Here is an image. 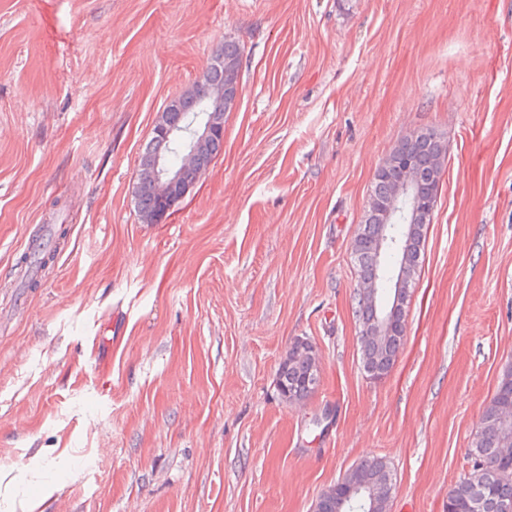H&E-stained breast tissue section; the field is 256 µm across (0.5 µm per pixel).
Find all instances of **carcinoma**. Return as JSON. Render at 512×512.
Instances as JSON below:
<instances>
[{"instance_id": "carcinoma-1", "label": "carcinoma", "mask_w": 512, "mask_h": 512, "mask_svg": "<svg viewBox=\"0 0 512 512\" xmlns=\"http://www.w3.org/2000/svg\"><path fill=\"white\" fill-rule=\"evenodd\" d=\"M222 83L224 69L215 66L208 68L191 91L176 97L175 106L167 111L168 123L178 129L187 127L200 111L205 88ZM443 150L440 136L433 130L425 129L401 140L392 150L391 158L394 161L400 158L412 160L427 177L420 192L430 197L435 195L436 160ZM179 153L178 142L153 134L140 155L139 163L149 164L158 157L164 160L169 155L177 156ZM134 205L141 222L151 224L159 197L152 187L139 184L134 189ZM363 223V233L352 247L359 277L377 275L385 288L392 273V263L378 255V240L386 235L403 237L408 250V280L405 295L394 312V320L397 324L404 323L407 300L422 266L419 255L423 254L428 223L421 220L413 230L396 224L390 230L367 214L363 217ZM55 251L56 247L35 239L31 252L24 256L23 262L38 270L53 261ZM299 342L297 338L288 347V355L278 367L276 385L280 395L303 400L311 395L305 381L312 375L315 361L310 357L295 356V347ZM359 342L363 368L373 378L390 371L404 344V337L396 334L381 344H374L361 336ZM506 406L512 407V364L504 370L494 395L481 414L467 456V471L448 491V512H512V457H505L500 451L504 437L512 438V419L504 421L500 417ZM352 478L379 481L390 492L395 487L391 471L380 458L367 459L356 465ZM478 498L482 500V508L476 510L473 505Z\"/></svg>"}]
</instances>
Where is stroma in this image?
Wrapping results in <instances>:
<instances>
[{
  "label": "stroma",
  "mask_w": 512,
  "mask_h": 512,
  "mask_svg": "<svg viewBox=\"0 0 512 512\" xmlns=\"http://www.w3.org/2000/svg\"><path fill=\"white\" fill-rule=\"evenodd\" d=\"M224 148L161 223L139 155L226 40ZM447 145L407 335L362 368L375 172ZM69 227L37 287L18 262ZM322 379L276 388L295 338ZM512 364V0H0V512H311L378 457L446 512Z\"/></svg>",
  "instance_id": "stroma-1"
}]
</instances>
